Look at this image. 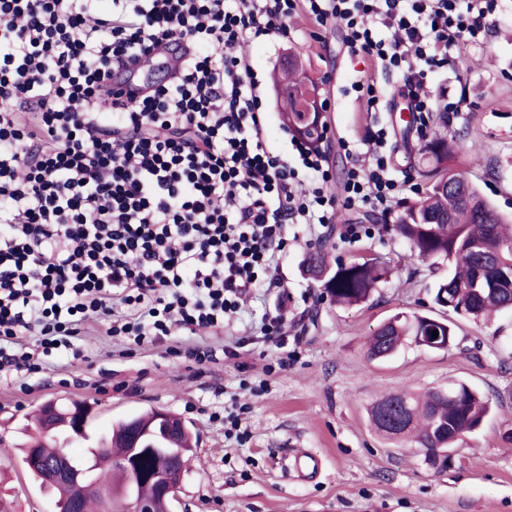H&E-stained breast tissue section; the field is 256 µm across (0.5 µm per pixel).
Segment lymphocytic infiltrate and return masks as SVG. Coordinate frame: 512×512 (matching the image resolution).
<instances>
[{"instance_id": "lymphocytic-infiltrate-1", "label": "lymphocytic infiltrate", "mask_w": 512, "mask_h": 512, "mask_svg": "<svg viewBox=\"0 0 512 512\" xmlns=\"http://www.w3.org/2000/svg\"><path fill=\"white\" fill-rule=\"evenodd\" d=\"M502 0H0V364L40 368L19 337L71 348L82 324L136 347L234 321L276 274L288 228L330 227L337 208L393 213L408 189L378 127L350 159L341 195L315 144L272 153L270 113L241 44L292 40L304 13L340 24L346 52L395 74L426 133L439 106L427 87L449 51L484 43ZM179 51L169 84L128 101L112 85L127 61Z\"/></svg>"}]
</instances>
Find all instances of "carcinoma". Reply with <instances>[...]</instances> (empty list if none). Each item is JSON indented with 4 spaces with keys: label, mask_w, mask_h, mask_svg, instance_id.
Instances as JSON below:
<instances>
[{
    "label": "carcinoma",
    "mask_w": 512,
    "mask_h": 512,
    "mask_svg": "<svg viewBox=\"0 0 512 512\" xmlns=\"http://www.w3.org/2000/svg\"><path fill=\"white\" fill-rule=\"evenodd\" d=\"M280 97L288 109V131L302 140L317 142L325 115L296 111L297 99L314 89L300 80L299 63L288 65L280 79ZM419 153L425 162L420 175L428 184L426 193L404 207L393 230L409 246L411 254L422 261H448L453 270L439 285L435 303L463 318L477 320L491 312L512 308V225L485 198L478 187L460 170V147L454 135H433L425 140ZM306 271L321 282L330 300L341 306H358L369 300L389 274L375 258L358 257L332 264L322 248L310 250L304 259ZM457 325L448 319H434L414 313L398 314L381 324L370 336L368 356L386 359L407 341L434 347L433 332L440 336V348L455 344ZM491 411L488 397L463 382H452L446 389L418 397L403 388L375 401L371 421L390 438L408 435L414 438L426 456L436 448H451L462 436L478 429ZM127 424L112 428L109 450L93 453L100 469L98 479L88 484L82 495L83 512H127L130 502L114 497L102 502L101 487L123 476L116 460L127 453ZM144 447L153 449L146 466L157 471L167 468L169 457L165 442L146 438ZM38 462L27 463L37 479L43 467L61 458V448L39 441Z\"/></svg>",
    "instance_id": "1"
}]
</instances>
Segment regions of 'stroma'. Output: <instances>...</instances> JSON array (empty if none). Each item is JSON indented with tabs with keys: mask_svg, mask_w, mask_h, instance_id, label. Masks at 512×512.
<instances>
[{
	"mask_svg": "<svg viewBox=\"0 0 512 512\" xmlns=\"http://www.w3.org/2000/svg\"><path fill=\"white\" fill-rule=\"evenodd\" d=\"M493 35L480 46L454 51L447 70L432 81L433 93L465 96L466 107L448 123L467 164L468 176L505 214H512V0ZM303 33L284 43L275 37L253 41L250 63L263 83L271 111H279L274 76L288 54L300 56L317 85L319 98L334 99L329 115L332 138L322 149L329 157L340 192L348 160L335 137L362 139L369 118L345 88L372 73L369 62L344 53L338 26L299 20ZM399 176L419 183L421 145L395 75H378ZM341 224H372L373 238L343 242L337 229L290 245L279 273L287 299L255 296L246 318L287 304L292 323L288 368L276 366L275 344L241 349L237 359L218 358L198 368L187 355L167 354L165 346L119 355L106 336L107 319L86 323L72 352L49 356L40 372H0V502L8 512H56L55 495L28 471L23 458L36 435L34 413L47 402L78 400L92 413L85 436L58 434L57 442L86 461L91 448L109 435L113 423L149 408L180 417L197 444L172 504L173 512H512V312L490 321H460V346L440 351L413 344L379 361L366 356L365 342L378 325L398 313L440 315L437 285L447 263L428 266L411 257L391 229L392 218L364 207L341 210ZM324 246L331 259L368 252L393 270L373 299L359 307H339L304 273L308 251ZM263 381L246 396L250 438L244 445L224 438L219 414L242 386ZM463 381L489 396L491 416L475 433L460 439L443 472L424 462L416 444L389 440L372 426L368 408L403 388L421 394ZM322 460L320 475L305 482L290 467L298 452Z\"/></svg>",
	"mask_w": 512,
	"mask_h": 512,
	"instance_id": "stroma-1",
	"label": "stroma"
}]
</instances>
